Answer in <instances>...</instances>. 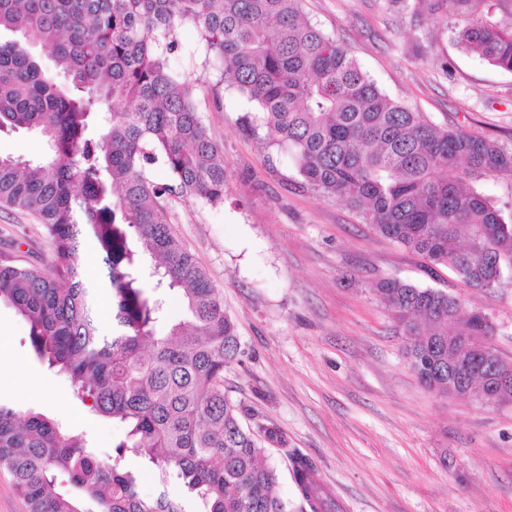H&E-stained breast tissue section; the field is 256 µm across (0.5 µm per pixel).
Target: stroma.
I'll list each match as a JSON object with an SVG mask.
<instances>
[{"instance_id":"35a3bbf8","label":"stroma","mask_w":512,"mask_h":512,"mask_svg":"<svg viewBox=\"0 0 512 512\" xmlns=\"http://www.w3.org/2000/svg\"><path fill=\"white\" fill-rule=\"evenodd\" d=\"M306 18L340 38L378 87L437 126L512 149V72L465 52L451 0H302ZM174 66L196 84L209 136L224 152V203L172 200L164 210L185 249L224 296L242 353L224 392L245 426H273L312 462L337 512H512V405L425 388L402 352L376 285L398 278L460 296L488 314L492 343L512 361V279L468 288L448 268L376 233L342 204L299 189L267 129L246 131L232 90L214 104L217 75L180 31ZM38 268L50 239L32 216L0 207V254ZM30 326L0 304V402L44 413L101 458L123 430L74 398L39 360Z\"/></svg>"}]
</instances>
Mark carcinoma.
<instances>
[{
	"mask_svg": "<svg viewBox=\"0 0 512 512\" xmlns=\"http://www.w3.org/2000/svg\"><path fill=\"white\" fill-rule=\"evenodd\" d=\"M302 0H0V132L39 129L36 161L0 156V204L35 216L52 255L44 270L0 257V303L29 323L31 346L59 368L74 396L124 429L107 459L31 409L0 403V469L29 512H287L265 448L288 459L301 512H329L308 458L275 427L259 435L224 395L240 339L224 299L162 219L173 198L224 203V156L196 106L195 84L172 59L179 32L196 29L205 62L247 106L243 126L267 127L293 161L296 183L345 203L375 230L470 288L512 274V150L441 128L391 99L336 38L303 19ZM458 44L512 71V23L493 0H450ZM36 46L55 64L42 67ZM112 105V123L95 114ZM160 165L169 182L152 179ZM93 246L104 268L112 324L100 328V286L82 276ZM158 264L147 269L144 257ZM377 291L403 336L410 370L427 389L448 381L483 394L512 362H464L465 338L491 336L487 314L434 288L386 279ZM179 293L183 317L165 296ZM142 472L128 469L127 453ZM155 493L141 490V473ZM64 482L70 490H55Z\"/></svg>",
	"mask_w": 512,
	"mask_h": 512,
	"instance_id": "carcinoma-1",
	"label": "carcinoma"
}]
</instances>
